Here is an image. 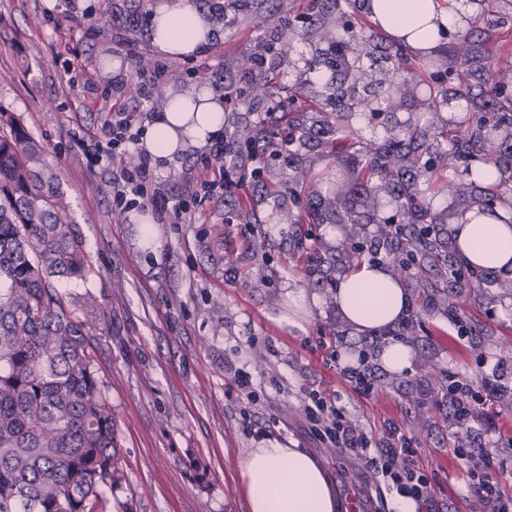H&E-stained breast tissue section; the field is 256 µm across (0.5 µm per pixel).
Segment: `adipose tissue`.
<instances>
[{
	"instance_id": "obj_1",
	"label": "adipose tissue",
	"mask_w": 512,
	"mask_h": 512,
	"mask_svg": "<svg viewBox=\"0 0 512 512\" xmlns=\"http://www.w3.org/2000/svg\"><path fill=\"white\" fill-rule=\"evenodd\" d=\"M372 21L410 50L437 47L441 30L457 17L446 0H371ZM157 49L174 57L199 52L211 35L210 25L195 0H176L152 15ZM200 105L191 94L169 99L140 141L154 163L179 162L184 143L205 145L224 127V109L210 91H201ZM504 221L465 213L457 226L461 254L477 269L495 272L512 266V208ZM341 318L356 331L376 335L406 314L409 297L401 283L382 266L365 264L345 276L334 293ZM247 512H339L336 495L323 468L300 448L276 439L246 449L239 464Z\"/></svg>"
}]
</instances>
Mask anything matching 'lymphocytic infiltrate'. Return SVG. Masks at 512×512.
Segmentation results:
<instances>
[{
  "instance_id": "1",
  "label": "lymphocytic infiltrate",
  "mask_w": 512,
  "mask_h": 512,
  "mask_svg": "<svg viewBox=\"0 0 512 512\" xmlns=\"http://www.w3.org/2000/svg\"><path fill=\"white\" fill-rule=\"evenodd\" d=\"M112 117L105 121V140L94 141L91 150L96 158L121 159L122 164L112 177V204L122 214L148 206H168L175 218H182L191 203L201 202L215 190L231 191L239 187L238 174L242 167L240 157H248L251 177L264 172L267 156L288 151L295 143L286 134L266 150L255 145L241 146L228 136H220L212 143L202 166L204 178L196 183L190 198H169L154 170L146 151L138 147L140 131L133 128V117L124 107H112ZM133 156V163H124V156ZM441 398L450 405L458 425L478 427L487 439L481 451L470 448L465 439L453 445L455 457L466 464V477L472 498L483 512H512V491L504 490L494 477L496 464L492 450L503 433L497 423L499 414L494 405L512 395V388L498 379H484L473 386L456 373L445 377ZM306 421L311 435L326 448H338L361 459L375 488L376 498L372 512H387V496L394 493L411 499L417 512H436L439 482L421 459L415 438L393 422H386L381 431L366 430L355 424L340 403L337 393L316 389L306 394Z\"/></svg>"
}]
</instances>
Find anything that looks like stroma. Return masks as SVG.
<instances>
[{
	"instance_id": "obj_1",
	"label": "stroma",
	"mask_w": 512,
	"mask_h": 512,
	"mask_svg": "<svg viewBox=\"0 0 512 512\" xmlns=\"http://www.w3.org/2000/svg\"><path fill=\"white\" fill-rule=\"evenodd\" d=\"M173 0H0V108L19 116L42 144L48 168L57 175L70 220L85 240L93 271L75 287L89 296L92 313L84 331L95 351L98 374L112 401L119 466L125 475L114 495L118 512H246L239 462L256 437L241 429V406L234 390L239 370L253 376L259 396L255 412L274 422L272 438L305 449L323 466L337 501L353 495L368 499L365 467L351 470L347 456L320 447L305 419V391L338 392L341 403L363 427L380 429L390 419L420 443L421 457L437 474L443 506L474 512L463 461L450 448L463 436L452 411L437 405L445 372L473 383L499 373L512 385V270L486 274L478 288L454 283L447 271L428 270L436 294L432 306L417 300L418 271L401 285L413 297L414 324L404 341L411 365L399 373L375 364L379 392L371 399L353 394L336 371L371 349V336L357 334L336 310L334 283L348 274L344 259L347 227L317 223L318 198L331 195L325 183L300 185L299 167L321 172L340 168L343 158L328 154L322 115L335 66L336 41L345 18L332 9L319 23L307 18V0H241L218 12L212 0H197L213 30L204 49L178 58L160 53L150 26L128 25L130 14L153 13ZM507 20L508 32L490 38L492 57H512V0H473L463 22L446 33L438 47L416 56L412 69L393 70L378 56H360L355 66L365 82L400 83L408 95L402 105L381 112H348L343 125L363 140L402 138L411 126L429 133L448 127L452 115L469 116L466 91L452 85L451 107L437 112L422 105L420 79L430 64L447 66L458 37L476 31L487 10ZM108 28L100 35L94 21ZM297 36L288 53L268 55L282 83L295 87V103L245 94L262 81L263 70L244 74L242 61L276 43L284 24ZM159 61L168 72L151 98L139 100L142 70L135 57ZM221 64L224 81L240 96L225 110L224 129L255 128L268 108L303 112L306 145L297 157L268 158L261 180L247 181L229 195H215L186 216L154 208L118 214L112 208V165L91 158L85 145L102 136L113 102L137 112L140 122L161 113L173 94L207 79L193 76L200 64ZM91 74L98 102L87 110L84 74ZM201 149L188 145L178 166L159 170L166 191L180 194L203 173ZM375 214L361 240L381 236L386 219L402 220V202L390 185L372 183ZM252 224L250 245H241L244 224ZM318 234L315 247L321 274L305 273L308 249L300 240ZM235 248L239 276L226 279L224 249ZM307 299L304 330L281 320L291 295ZM463 315L468 337L457 336L449 308ZM335 343L340 360L327 361L322 341Z\"/></svg>"
}]
</instances>
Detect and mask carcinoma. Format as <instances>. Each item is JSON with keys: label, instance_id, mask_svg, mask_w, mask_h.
Returning a JSON list of instances; mask_svg holds the SVG:
<instances>
[{"label": "carcinoma", "instance_id": "cac0c4a2", "mask_svg": "<svg viewBox=\"0 0 512 512\" xmlns=\"http://www.w3.org/2000/svg\"><path fill=\"white\" fill-rule=\"evenodd\" d=\"M459 54V67L447 74L478 90L476 123L443 131L434 144L416 127L397 142H361L337 123L326 126L333 151L365 158L352 175L335 172L333 182L351 193L359 181L396 178L406 215L398 252L432 266L464 267L466 260L447 242L416 232L418 224L436 223L418 201L421 155L435 151L450 164L465 161L469 204L489 212L493 186L485 184L482 166L491 164L500 175L512 170V155L488 153V143L512 127V95L486 88L487 39L464 42ZM345 76L349 85L334 87L336 98H349L360 112L390 104V93L384 99L366 93L360 73ZM424 86L423 104L435 112L446 98L441 75H429ZM319 217L336 224L359 219L344 198ZM90 272L82 233L46 171L43 147L19 117L0 108V512H112V490L123 475L112 403L80 320L88 302L58 287L83 283Z\"/></svg>", "mask_w": 512, "mask_h": 512}]
</instances>
